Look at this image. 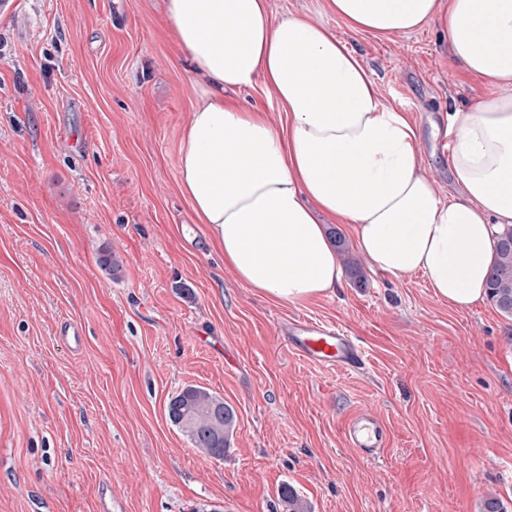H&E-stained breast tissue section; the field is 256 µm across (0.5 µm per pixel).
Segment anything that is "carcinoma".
I'll return each instance as SVG.
<instances>
[{
    "mask_svg": "<svg viewBox=\"0 0 512 512\" xmlns=\"http://www.w3.org/2000/svg\"><path fill=\"white\" fill-rule=\"evenodd\" d=\"M488 297L504 314L512 315V227L496 234L495 259L488 283ZM221 398L199 387H189L169 399V420L189 437L194 447L215 459L224 448L235 424L229 405L214 410Z\"/></svg>",
    "mask_w": 512,
    "mask_h": 512,
    "instance_id": "carcinoma-1",
    "label": "carcinoma"
}]
</instances>
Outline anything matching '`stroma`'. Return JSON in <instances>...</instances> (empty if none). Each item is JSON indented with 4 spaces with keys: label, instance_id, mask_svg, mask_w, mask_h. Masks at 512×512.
Segmentation results:
<instances>
[{
    "label": "stroma",
    "instance_id": "stroma-1",
    "mask_svg": "<svg viewBox=\"0 0 512 512\" xmlns=\"http://www.w3.org/2000/svg\"><path fill=\"white\" fill-rule=\"evenodd\" d=\"M16 2L0 13V512H286L285 486L306 512H512V317L373 270L346 224L359 269L328 296L241 286L180 192L199 90L164 0ZM266 3L335 31L455 195L433 129L486 88L446 38L378 39L321 0ZM298 317L359 337L366 371L303 359L282 332ZM187 386L236 413L223 459L167 417ZM366 409L389 433L372 458L344 433Z\"/></svg>",
    "mask_w": 512,
    "mask_h": 512
}]
</instances>
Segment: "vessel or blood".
<instances>
[{
	"label": "vessel or blood",
	"mask_w": 512,
	"mask_h": 512,
	"mask_svg": "<svg viewBox=\"0 0 512 512\" xmlns=\"http://www.w3.org/2000/svg\"><path fill=\"white\" fill-rule=\"evenodd\" d=\"M285 338L295 352L315 364L336 365L353 371L363 369L366 364L360 342L330 323L297 318L286 325ZM345 435L349 446L367 458L376 456L388 442L383 422L369 409L348 420Z\"/></svg>",
	"instance_id": "obj_1"
}]
</instances>
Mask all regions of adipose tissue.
I'll use <instances>...</instances> for the list:
<instances>
[{
    "label": "adipose tissue",
    "instance_id": "adipose-tissue-1",
    "mask_svg": "<svg viewBox=\"0 0 512 512\" xmlns=\"http://www.w3.org/2000/svg\"><path fill=\"white\" fill-rule=\"evenodd\" d=\"M354 32L436 25L487 96L448 114L459 196L425 175L418 136L381 105L355 52L305 16L273 19L265 0H166L165 15L202 81L182 135L179 187L209 243L244 287L282 303L342 281L326 222L394 278L423 274L467 309L486 295L494 234L512 225V0H324ZM489 27L492 43L474 32ZM263 82L288 117L280 131L232 91Z\"/></svg>",
    "mask_w": 512,
    "mask_h": 512
}]
</instances>
